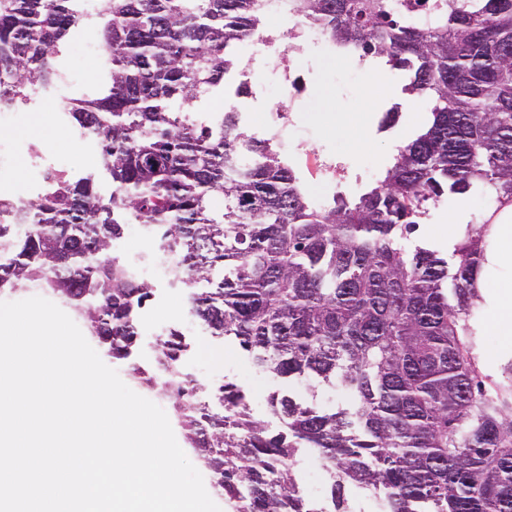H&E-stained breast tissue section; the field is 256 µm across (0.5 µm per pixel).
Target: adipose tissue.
<instances>
[{
  "label": "adipose tissue",
  "mask_w": 512,
  "mask_h": 512,
  "mask_svg": "<svg viewBox=\"0 0 512 512\" xmlns=\"http://www.w3.org/2000/svg\"><path fill=\"white\" fill-rule=\"evenodd\" d=\"M488 220L480 271L482 304L495 332L512 339V202H503Z\"/></svg>",
  "instance_id": "adipose-tissue-1"
}]
</instances>
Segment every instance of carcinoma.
Masks as SVG:
<instances>
[{
  "instance_id": "cac0c4a2",
  "label": "carcinoma",
  "mask_w": 512,
  "mask_h": 512,
  "mask_svg": "<svg viewBox=\"0 0 512 512\" xmlns=\"http://www.w3.org/2000/svg\"><path fill=\"white\" fill-rule=\"evenodd\" d=\"M288 2L337 52L387 58L406 91L433 101L383 179L324 206L274 138L249 135L233 110L203 111L261 29L264 0H98L93 14L83 0H0V111L52 84L64 37L98 23L105 56L69 118L112 178L107 198L90 177L57 174L34 201L0 199V290L40 283L126 359L153 288L110 245L141 224L185 266L190 310L211 336L272 375L349 396L326 408L274 391L272 433L241 384L195 404L178 373L182 333L169 330L157 355L168 377L145 382L175 399L235 512H317L292 474L299 448L330 473L332 512H347V484L384 512H512V361L483 372L473 323L488 225L449 255L403 244L444 195L512 201V0H415V18L401 0Z\"/></svg>"
}]
</instances>
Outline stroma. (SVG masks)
<instances>
[{"label":"stroma","instance_id":"stroma-1","mask_svg":"<svg viewBox=\"0 0 512 512\" xmlns=\"http://www.w3.org/2000/svg\"><path fill=\"white\" fill-rule=\"evenodd\" d=\"M294 25V20L285 16L267 18L263 34L268 37L269 46L257 51L251 43H243L238 49L241 65L231 78L235 85L250 81L251 94L225 97L214 103L212 109L240 112L247 132L260 138L272 134L271 128L262 125L265 117H273L277 124L285 126L288 144L282 147L281 156L299 173L311 200L325 204L337 192L358 196L393 165L399 149L414 137L431 105L422 97L403 94V82L394 71L374 79L362 69L359 57L336 58L326 40L313 42L303 34L287 39L285 33ZM65 48L55 84L67 86L68 92L63 96L52 94L51 99L58 108L67 110L72 100L88 89L90 77L80 58L99 57L98 33L90 28L76 29ZM386 101L399 104L400 118L395 127L382 132L378 129L381 114L370 111L369 106ZM18 134L43 146L73 175L92 172L98 191L105 195L111 192V180L102 166L84 170L83 158L89 148L85 141L75 137L73 127L49 125L33 112H0V142L10 141ZM461 201L467 205L475 224L483 223L487 214L498 207L486 192H476L462 200L442 197L420 217L411 243L424 242L447 250L448 226L455 206ZM476 324L483 339L481 366L484 372L495 373L504 361L512 359V344L495 334L488 311H480ZM173 326L183 333L192 351L193 372L201 395H208L212 388L226 381L258 387L263 395L250 400L251 413L270 429L278 428L279 421L272 415L265 395L281 387L280 379L256 368L236 344L210 336L192 314H184ZM169 327L172 326L165 322L151 328L140 327L131 356L111 361V368L117 370L123 382H130L132 367L152 370L157 344ZM295 471L307 497L329 494V479L316 453L300 449Z\"/></svg>","mask_w":512,"mask_h":512}]
</instances>
